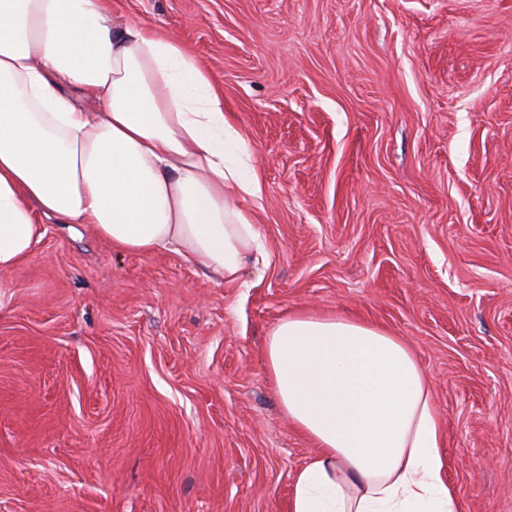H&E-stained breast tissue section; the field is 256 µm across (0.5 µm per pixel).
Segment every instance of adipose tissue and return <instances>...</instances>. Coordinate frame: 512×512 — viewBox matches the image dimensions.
I'll return each instance as SVG.
<instances>
[{
	"label": "adipose tissue",
	"instance_id": "obj_1",
	"mask_svg": "<svg viewBox=\"0 0 512 512\" xmlns=\"http://www.w3.org/2000/svg\"><path fill=\"white\" fill-rule=\"evenodd\" d=\"M106 2L0 0V272L31 258L41 214L238 282L268 259L239 205L260 193L246 140L186 44ZM263 353L282 412L315 447L289 512H461L432 383L402 337L300 311Z\"/></svg>",
	"mask_w": 512,
	"mask_h": 512
}]
</instances>
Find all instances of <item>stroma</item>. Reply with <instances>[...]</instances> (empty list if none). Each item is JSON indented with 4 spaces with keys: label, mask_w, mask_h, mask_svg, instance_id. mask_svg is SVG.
<instances>
[{
    "label": "stroma",
    "mask_w": 512,
    "mask_h": 512,
    "mask_svg": "<svg viewBox=\"0 0 512 512\" xmlns=\"http://www.w3.org/2000/svg\"><path fill=\"white\" fill-rule=\"evenodd\" d=\"M224 93L271 260L227 284L44 219L0 274V512H287L262 347L363 318L432 376L463 512H512V0H110Z\"/></svg>",
    "instance_id": "obj_1"
}]
</instances>
